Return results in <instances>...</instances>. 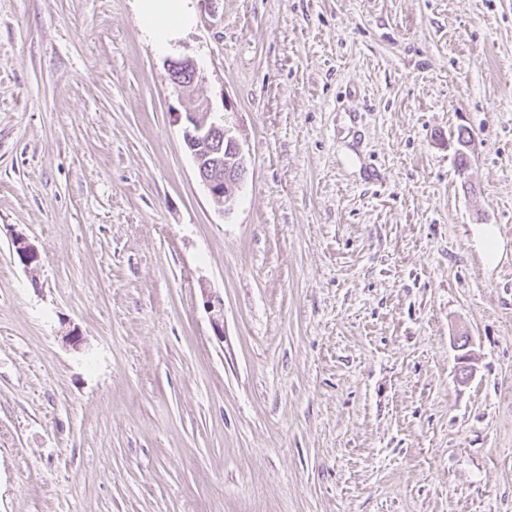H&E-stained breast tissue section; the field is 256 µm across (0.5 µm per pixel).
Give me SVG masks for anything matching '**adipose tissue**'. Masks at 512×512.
<instances>
[{"mask_svg":"<svg viewBox=\"0 0 512 512\" xmlns=\"http://www.w3.org/2000/svg\"><path fill=\"white\" fill-rule=\"evenodd\" d=\"M137 15L154 51L166 54L194 22L191 0H137Z\"/></svg>","mask_w":512,"mask_h":512,"instance_id":"adipose-tissue-1","label":"adipose tissue"}]
</instances>
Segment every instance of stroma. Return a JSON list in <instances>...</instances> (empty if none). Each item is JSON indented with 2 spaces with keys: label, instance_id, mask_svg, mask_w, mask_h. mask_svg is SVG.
Returning a JSON list of instances; mask_svg holds the SVG:
<instances>
[{
  "label": "stroma",
  "instance_id": "stroma-1",
  "mask_svg": "<svg viewBox=\"0 0 512 512\" xmlns=\"http://www.w3.org/2000/svg\"><path fill=\"white\" fill-rule=\"evenodd\" d=\"M192 4L0 0V512H512V0ZM141 30L154 51L167 54L194 22L192 0H136ZM219 113L211 112L210 107H205L198 112L186 113L184 140L191 145L189 151L202 184L216 202L225 207L228 206L230 209L234 194L245 178L247 160L241 145L232 134L231 128L226 125L223 113L218 115ZM215 131L223 134V151L225 148L223 172L220 169L218 157L215 160H209L218 152L210 153L206 148L199 150L206 143H210L211 136ZM212 165L217 166L213 169ZM478 245L486 263L493 265L500 260L503 245L494 228L487 227L483 230ZM204 307L210 314V322L214 336H224V302L219 296L204 293Z\"/></svg>",
  "mask_w": 512,
  "mask_h": 512
}]
</instances>
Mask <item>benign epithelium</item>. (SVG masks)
I'll list each match as a JSON object with an SVG mask.
<instances>
[{
    "label": "benign epithelium",
    "mask_w": 512,
    "mask_h": 512,
    "mask_svg": "<svg viewBox=\"0 0 512 512\" xmlns=\"http://www.w3.org/2000/svg\"><path fill=\"white\" fill-rule=\"evenodd\" d=\"M167 73L172 84L176 82V78L184 74L199 77L196 62L190 58L169 61ZM185 122L184 140L191 144V156L202 184L216 202L224 206L230 205L247 172V160L241 145L232 134L231 128L226 125L224 116L211 111L208 106L198 112L186 113ZM216 131L223 134L225 158L222 162L213 158V154L204 148ZM12 249L27 265L38 259L33 245L21 234H16L12 238ZM204 307L210 314L214 336L224 338L223 299L206 292Z\"/></svg>",
    "instance_id": "1"
}]
</instances>
